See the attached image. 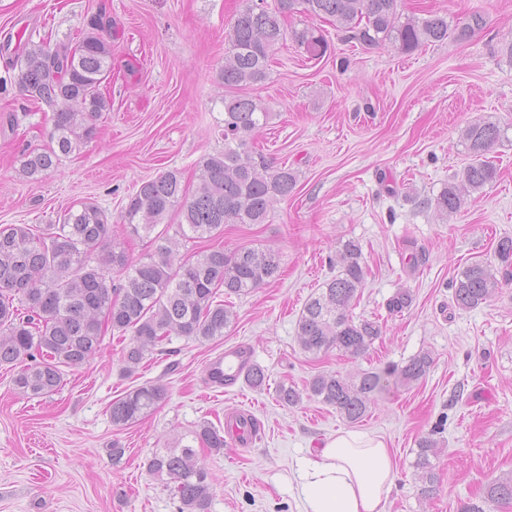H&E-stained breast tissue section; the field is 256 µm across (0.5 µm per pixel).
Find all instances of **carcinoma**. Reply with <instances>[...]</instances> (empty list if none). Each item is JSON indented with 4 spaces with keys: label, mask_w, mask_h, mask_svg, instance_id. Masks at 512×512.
<instances>
[{
    "label": "carcinoma",
    "mask_w": 512,
    "mask_h": 512,
    "mask_svg": "<svg viewBox=\"0 0 512 512\" xmlns=\"http://www.w3.org/2000/svg\"><path fill=\"white\" fill-rule=\"evenodd\" d=\"M398 0H275L257 6L243 0L229 32V50L219 77L224 86V150L208 154L197 165L196 184L183 183L168 170L141 183L124 208L131 235L149 239L152 250L137 262L111 244L110 219L93 202L69 208L58 223L43 226L0 225V366H17L12 382L19 392L47 397L60 390L64 369L90 364L107 333L129 336L121 362L135 372L146 355L178 336L204 343L224 336L234 320L224 299L238 298L270 283L280 271L276 255L259 248L227 253L222 249L178 256V239L203 241L220 237L226 224H264L274 203L293 194L296 172L274 166L246 141L266 124L262 101L241 90L265 83L277 45L294 39L312 58L324 56L329 44L313 27L289 28L297 14L330 20L350 42L378 46L387 41L412 53L447 40L467 41L486 26L477 13L456 20L438 13L402 19ZM112 20L98 13L75 37L55 45L31 39L10 50L4 41V74L0 91L13 85L29 100L53 112L51 146L24 154L20 175L37 180L58 168L61 158L78 152L97 134L96 120L112 107L104 92L112 77ZM501 138L493 122L465 127L462 143L470 162L434 199L443 216L459 213L467 194L496 181L497 167L486 154ZM178 217L175 235L166 220ZM498 264L474 262L456 276L452 303L460 310L480 307L512 279V237L495 248ZM336 276L306 302L297 323L302 349L314 356L334 348L348 356L366 353L381 336L379 323L348 313L364 287L367 266L361 244L341 242ZM117 270L121 282L112 279ZM413 301L409 290L388 301L400 313ZM434 359L421 352L404 364L366 371L355 380L318 373L310 395L332 406L349 423L363 419L375 397L391 386H409L429 374ZM162 384H144L112 402L116 426H127L156 410L167 398ZM193 441L210 453L224 451V434L209 422L192 432ZM437 441L419 438L412 466L422 493L432 495L437 476L432 457ZM148 471L174 483L179 512H208L212 498L209 473L191 445L155 452ZM512 501V477L490 482L480 502L469 501L459 512H488Z\"/></svg>",
    "instance_id": "obj_1"
}]
</instances>
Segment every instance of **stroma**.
<instances>
[{
	"label": "stroma",
	"instance_id": "1",
	"mask_svg": "<svg viewBox=\"0 0 512 512\" xmlns=\"http://www.w3.org/2000/svg\"><path fill=\"white\" fill-rule=\"evenodd\" d=\"M240 3L0 0V39L22 32L56 43L99 10L112 18V109L96 138L56 171L20 175L23 153L49 146L51 114L17 88L0 93V225L53 224L90 200L108 213L129 259L142 258L147 241L129 235L122 220L129 196L167 170L193 182L201 158L224 148L218 75ZM398 11L421 18L478 11L487 24L467 42L410 54L344 42L322 19L315 25L330 39V55L314 59L293 41L280 45L269 79L254 91L269 120L248 140L295 170L298 183L266 223L225 225L217 245L272 250L281 272L234 299L223 337L173 338L128 375L121 339L106 336L90 365L66 370L62 389L44 398L16 393L14 368L0 367V512H178L148 459L189 443L202 422L223 427L241 409L261 432L237 449L201 453L213 483L209 512H302L300 462L350 429L382 438L390 450L386 512H457L492 480L512 476V281L470 311L453 306L451 288L463 267L495 262L499 237H512V58L502 52L512 43V0H398ZM478 119L503 131L489 154L500 175L459 214L442 217L427 202L466 165L461 131ZM347 239L360 242L368 268L352 314L378 319L382 335L358 358L335 349L314 357L299 344L297 321L336 275L328 258ZM403 288L411 306L389 315L388 300ZM237 343L266 370L263 388L208 383L207 364ZM422 351L435 359L427 377L377 396L359 423L305 393L317 373L352 380ZM147 383L165 385L166 402L114 426L112 402ZM283 384L302 392L300 404L278 400ZM428 434L439 442L438 482L425 496L412 463L417 439ZM115 443L125 450L118 463L109 454Z\"/></svg>",
	"mask_w": 512,
	"mask_h": 512
}]
</instances>
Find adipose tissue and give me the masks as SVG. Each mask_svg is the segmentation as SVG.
I'll return each mask as SVG.
<instances>
[{"label":"adipose tissue","mask_w":512,"mask_h":512,"mask_svg":"<svg viewBox=\"0 0 512 512\" xmlns=\"http://www.w3.org/2000/svg\"><path fill=\"white\" fill-rule=\"evenodd\" d=\"M303 512H385L393 486V461L374 435L341 431L298 469Z\"/></svg>","instance_id":"adipose-tissue-1"}]
</instances>
